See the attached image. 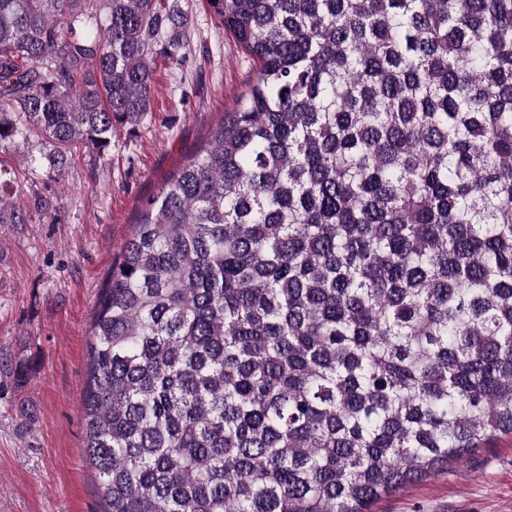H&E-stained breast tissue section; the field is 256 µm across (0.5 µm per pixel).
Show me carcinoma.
Here are the masks:
<instances>
[{
	"label": "carcinoma",
	"mask_w": 512,
	"mask_h": 512,
	"mask_svg": "<svg viewBox=\"0 0 512 512\" xmlns=\"http://www.w3.org/2000/svg\"><path fill=\"white\" fill-rule=\"evenodd\" d=\"M257 63L143 205L82 397L103 512H368L512 435V0H207ZM182 0H0V150L62 172ZM0 166V224L47 214Z\"/></svg>",
	"instance_id": "1"
}]
</instances>
